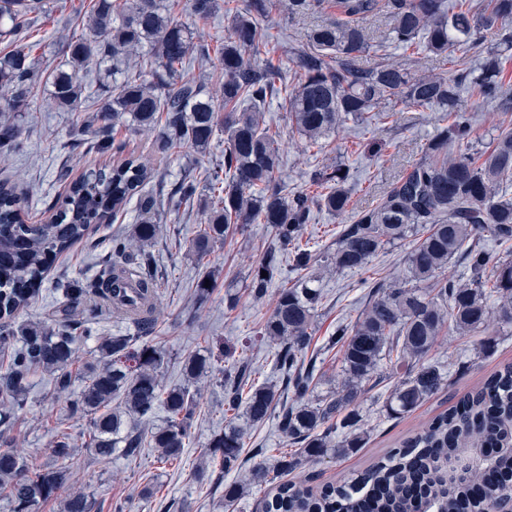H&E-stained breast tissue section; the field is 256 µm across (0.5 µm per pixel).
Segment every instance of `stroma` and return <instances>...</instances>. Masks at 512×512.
Masks as SVG:
<instances>
[{"label": "stroma", "instance_id": "35a3bbf8", "mask_svg": "<svg viewBox=\"0 0 512 512\" xmlns=\"http://www.w3.org/2000/svg\"><path fill=\"white\" fill-rule=\"evenodd\" d=\"M91 3L92 0H47L43 13L28 27L26 50L31 59L47 70L61 65L64 40L88 32ZM161 3L170 8L176 20L191 29L194 44L207 51L204 58L194 60L191 75L210 78L224 46L228 25L225 12L220 10L209 20L198 21L189 15L186 0H161ZM335 18L336 11L332 8L297 19L289 18L284 12L271 13L263 21L271 38L256 61L260 64L272 61L284 72L283 84L268 97L265 108L273 128L283 138L281 178L287 191L306 188L307 174L313 168L342 163L351 175L350 207L357 210L374 204L386 183L418 159L420 147L434 135L438 121L436 113L405 107L398 121L385 122L376 130L353 123L328 139L324 149L301 151L291 137L286 103L297 82L295 55L304 48L311 27ZM49 89V84H42L22 125L24 150L0 158V181L15 188L30 224L49 221L56 200L86 170L111 168L126 153L144 156L149 152V136L128 128L118 129L116 134L124 144L123 153L96 152L91 147V134L84 131L92 121L93 110L59 111ZM372 139L384 143L382 155L367 152L366 144ZM223 161L224 136L219 133L206 153L186 150L174 154L161 164L159 175L165 186L170 187L185 173L200 178ZM136 218V207L131 204L117 217L92 225L87 241L76 244L52 263L44 283L46 296L22 312L21 321L45 318L54 299L52 288L57 277L81 280L93 276L98 263L112 249L113 234L130 231ZM350 221V216L338 217L316 209L303 235L312 255L310 272L315 276L314 285L322 292L312 341L303 358L305 365L314 369L316 392L320 395L336 390L343 378L341 352L329 345L337 326L356 319L369 301L368 293L374 282L389 283L401 275L406 254L413 244L408 238L387 246L367 271L325 274L323 253L334 244L339 226ZM162 223L164 229L152 252L154 272L162 288L154 341L168 354L162 368L164 383L181 382L180 360L188 353L224 345L252 355L257 369L255 384L283 388L284 373L275 364L276 347L259 334L274 300L269 297L264 303L256 304L246 291L250 268L270 240L267 225H248L234 238L216 244L199 261L187 250L188 240L195 236L201 224L199 207L163 212ZM212 270L219 273L217 286L206 304L196 305L193 289ZM230 293L237 295L236 305H228L226 296ZM489 333L492 343L485 349L479 348L474 336H441L431 358L445 371L446 386L413 411L399 416L387 415L385 411L386 399L398 376L392 367H383L382 381L364 394L360 406V426L369 437L366 447L342 458L305 464L298 469V476H311L313 485L318 487L352 478L414 436L433 417L479 387L494 372L512 364V327H493ZM224 425V380L218 376L203 384L191 434L178 461L157 463L153 452L148 450L136 458L118 451L110 459L101 460L87 454L85 449H78L81 467L77 478L93 497V512H115L119 505L125 512H228L223 506V485L201 484L195 478L203 461L204 444L213 434L223 431ZM87 427V419L68 413L66 395L54 394L51 381L45 376L37 378L11 434L17 447L31 453L36 465L56 469L61 462L47 451L54 436L63 430L79 441Z\"/></svg>", "mask_w": 512, "mask_h": 512}]
</instances>
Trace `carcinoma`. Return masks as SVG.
Segmentation results:
<instances>
[{"instance_id":"carcinoma-1","label":"carcinoma","mask_w":512,"mask_h":512,"mask_svg":"<svg viewBox=\"0 0 512 512\" xmlns=\"http://www.w3.org/2000/svg\"><path fill=\"white\" fill-rule=\"evenodd\" d=\"M329 2L336 6V20L308 31L306 47L296 57L297 84L288 94L291 128L305 148L323 147L349 120L371 123L378 107L386 113L400 104L423 108L439 113L441 124L421 156L386 185L376 204L355 212L335 247L324 252V269L362 272L386 246L416 237L405 273L388 285H373L355 322L337 326L330 346L342 352L344 382L316 397L313 370L303 368L301 355L310 346L322 294L309 286L310 253L300 241L313 207L337 215L348 210L349 170L340 164L312 170L309 185L320 189L315 194L284 189L280 133L271 130L264 109L283 73L251 58L268 41L261 21L273 10L282 8L296 19ZM186 5L192 17L205 20L218 0H186ZM42 7L43 0H0V37L14 44L0 56V115L11 113L0 119L3 155L21 150V123L43 81L20 45L25 21ZM377 15L387 26L380 41L364 27ZM488 34L512 49V0H245V7L229 17L216 93L187 73L192 32L158 0H95L89 33L66 42L65 61L52 74V100L64 112L96 107L97 150L122 151L113 132L128 125L152 137V154L85 172L54 204L55 218L48 224L26 223L20 197L0 184V491H6L10 512H34L70 480L75 456L70 435H56L50 448L69 465L42 470L8 434L37 373L50 377L56 394L71 391L70 366L81 343L93 338L95 320L105 308L125 316L129 330L96 337L93 361L80 373L82 387L69 401L70 415L89 419L83 445L92 455L110 458L120 448L134 458L151 448L159 463L179 459L201 384L212 377L219 357L227 363L224 400L235 415L206 443L220 470L203 464L197 478L240 474L225 486L224 506L255 486L271 484L263 512H485L474 488L511 475L512 455L498 457L489 470L474 471L462 482L448 472V461L466 448L512 438V365L350 480L315 489L307 478L278 479L305 459L339 458L365 447L359 408L382 362L403 369L386 404L390 414L400 415L445 385L446 374L429 359L440 336H477L493 323L512 326V250L502 253L480 244L485 235L500 246L512 243V128L476 150L472 117L462 108L467 91L483 106L508 111L500 54L483 52L478 69L456 75H419L405 61L361 65L364 56L382 53L388 44H418L438 59L458 51L461 62ZM93 64L112 65V72L124 73L123 81L112 86L82 81L79 72ZM221 128L224 163L207 172L205 185L187 175L166 193L146 189L158 177L155 163L185 148L205 152ZM203 189L211 199H203L204 227L190 241L196 259L246 225L265 224L272 239L248 274L250 299L265 301L284 256H291L299 273L297 283L279 289L261 326L262 335L278 346L276 364L286 374L289 403L269 384L252 385L241 397L255 369L231 349L188 354L181 360L183 381L164 385L167 353L151 340L159 295L151 247L160 232L161 208L178 211ZM133 199L137 224L130 234L112 237V256L100 262L97 273L84 285L58 279L53 291L60 301L48 317L17 322L39 297L50 262L83 241L90 225L125 210ZM454 260L465 264L467 274L448 276ZM160 409L166 418L155 426L152 419ZM273 416L298 449L280 453L271 466L258 462L242 472L248 430ZM92 509L82 489L69 490L61 501V512Z\"/></svg>"}]
</instances>
